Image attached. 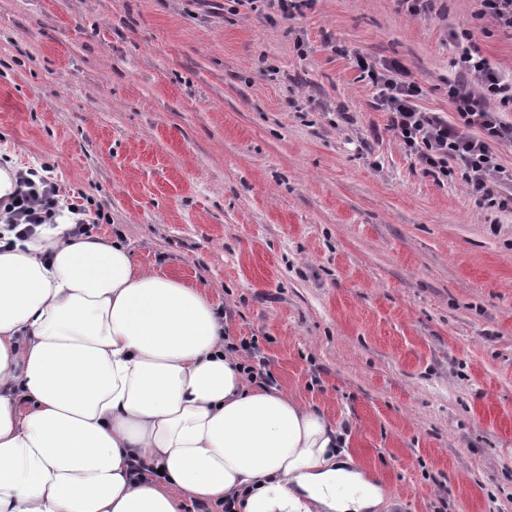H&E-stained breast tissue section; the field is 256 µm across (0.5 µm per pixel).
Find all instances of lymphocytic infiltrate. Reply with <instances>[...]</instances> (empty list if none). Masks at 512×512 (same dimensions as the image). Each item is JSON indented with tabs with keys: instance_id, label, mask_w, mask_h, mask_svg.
<instances>
[{
	"instance_id": "1",
	"label": "lymphocytic infiltrate",
	"mask_w": 512,
	"mask_h": 512,
	"mask_svg": "<svg viewBox=\"0 0 512 512\" xmlns=\"http://www.w3.org/2000/svg\"><path fill=\"white\" fill-rule=\"evenodd\" d=\"M354 62L368 81L373 107L388 114L390 129L424 171L444 175L457 166L473 195L499 197L504 207L512 203V170L500 164L496 152L497 147L512 146V122L501 115L503 108L512 107L511 78L473 55L470 47H462V77L448 86L457 114L451 122L418 106L421 89L407 80L399 62L379 67L360 54ZM17 182L11 200L0 205L11 220L39 224L49 219L55 184L46 179L38 185L22 174Z\"/></svg>"
}]
</instances>
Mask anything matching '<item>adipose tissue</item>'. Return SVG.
Here are the masks:
<instances>
[{
	"mask_svg": "<svg viewBox=\"0 0 512 512\" xmlns=\"http://www.w3.org/2000/svg\"><path fill=\"white\" fill-rule=\"evenodd\" d=\"M0 214V512H380L321 410L249 382L197 287Z\"/></svg>",
	"mask_w": 512,
	"mask_h": 512,
	"instance_id": "1",
	"label": "adipose tissue"
}]
</instances>
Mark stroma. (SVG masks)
<instances>
[{
	"instance_id": "stroma-1",
	"label": "stroma",
	"mask_w": 512,
	"mask_h": 512,
	"mask_svg": "<svg viewBox=\"0 0 512 512\" xmlns=\"http://www.w3.org/2000/svg\"><path fill=\"white\" fill-rule=\"evenodd\" d=\"M478 0H0V146L86 231L203 290L268 385L319 406L392 512H512V211L425 173L355 54L456 120Z\"/></svg>"
}]
</instances>
